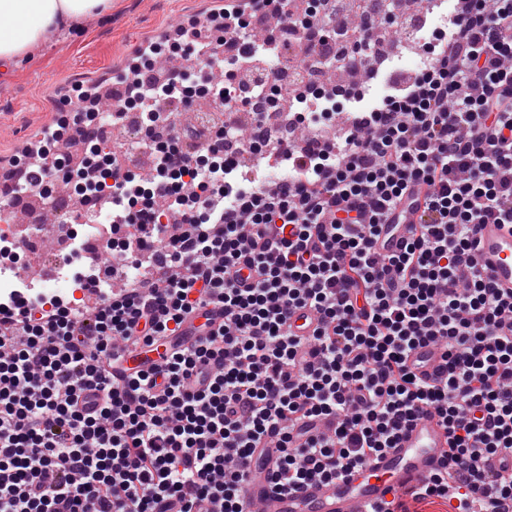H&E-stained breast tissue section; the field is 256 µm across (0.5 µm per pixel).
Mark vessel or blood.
<instances>
[{"mask_svg": "<svg viewBox=\"0 0 512 512\" xmlns=\"http://www.w3.org/2000/svg\"><path fill=\"white\" fill-rule=\"evenodd\" d=\"M476 256L497 288L512 290V226L481 224L477 227ZM224 310L206 306L188 317L183 325V338L198 337L201 325L220 323ZM294 335L312 336L319 324L318 313L309 307L292 311L288 320ZM160 354L142 348L124 351L123 364L115 372L124 378L126 372L156 362ZM442 353L434 346L415 349L408 364L419 377H434L442 365ZM448 449V433L438 418L420 415L400 435L396 448L360 468L333 481L310 480L280 490L277 475L281 452L278 448L264 449L259 467L253 468L242 484V512H367V506L391 500L394 491L403 490L425 479L441 468Z\"/></svg>", "mask_w": 512, "mask_h": 512, "instance_id": "b4317fda", "label": "vessel or blood"}]
</instances>
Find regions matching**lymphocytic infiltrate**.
I'll use <instances>...</instances> for the list:
<instances>
[{
    "label": "lymphocytic infiltrate",
    "instance_id": "lymphocytic-infiltrate-1",
    "mask_svg": "<svg viewBox=\"0 0 512 512\" xmlns=\"http://www.w3.org/2000/svg\"><path fill=\"white\" fill-rule=\"evenodd\" d=\"M357 9L369 26L353 28L354 54L328 65L370 70L387 93L375 105L356 94L334 136L317 122L333 115L335 85L282 87L251 67L277 51L274 37L245 41L261 11L279 26L325 30L322 0H229L140 55L126 99L149 127H175L161 98L208 100L229 115L247 79L268 88L299 136L245 135L228 156L220 131L201 153L156 152L144 184L115 162L96 174L89 160L101 96L62 99L86 156L65 171L25 167L23 179L34 191L76 180L105 199L133 271L88 312L24 297L0 321V512H197L205 500L241 512L253 450L268 437L282 450V487L333 480L394 447L426 408L448 430V457L409 495L485 512L491 491L512 512V475L496 465L512 452V294L479 267L474 240L478 225L512 224V0H455L432 40L413 43L407 75L370 51L403 45V26L380 24L399 17L402 0ZM238 41L243 55L221 59ZM203 54L217 70L196 72L194 86L180 73L154 80L161 59ZM416 185L426 189L417 229L380 254L383 225L403 219ZM244 265L256 273L245 288ZM207 304L223 307L219 327L113 382L115 342L170 341ZM306 306L320 326L304 341L288 316ZM427 344L445 361L432 381L407 364ZM330 417L334 432H313Z\"/></svg>",
    "mask_w": 512,
    "mask_h": 512
}]
</instances>
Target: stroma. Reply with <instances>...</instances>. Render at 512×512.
Returning <instances> with one entry per match:
<instances>
[{
  "mask_svg": "<svg viewBox=\"0 0 512 512\" xmlns=\"http://www.w3.org/2000/svg\"><path fill=\"white\" fill-rule=\"evenodd\" d=\"M218 6L219 0H112L110 12L0 70V161L52 123L63 91L103 80L159 30Z\"/></svg>",
  "mask_w": 512,
  "mask_h": 512,
  "instance_id": "stroma-1",
  "label": "stroma"
}]
</instances>
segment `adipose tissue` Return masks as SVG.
Returning <instances> with one entry per match:
<instances>
[{
  "label": "adipose tissue",
  "instance_id": "adipose-tissue-1",
  "mask_svg": "<svg viewBox=\"0 0 512 512\" xmlns=\"http://www.w3.org/2000/svg\"><path fill=\"white\" fill-rule=\"evenodd\" d=\"M109 6L110 0H0V62L17 63L54 32Z\"/></svg>",
  "mask_w": 512,
  "mask_h": 512
}]
</instances>
